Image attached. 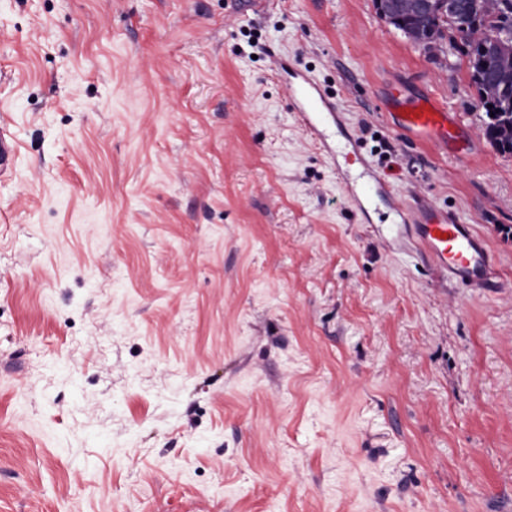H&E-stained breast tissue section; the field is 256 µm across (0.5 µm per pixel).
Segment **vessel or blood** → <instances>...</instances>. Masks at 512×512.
I'll list each match as a JSON object with an SVG mask.
<instances>
[{
	"label": "vessel or blood",
	"mask_w": 512,
	"mask_h": 512,
	"mask_svg": "<svg viewBox=\"0 0 512 512\" xmlns=\"http://www.w3.org/2000/svg\"><path fill=\"white\" fill-rule=\"evenodd\" d=\"M291 107L299 121L312 131L319 143H326L324 127L329 121H342L343 115L320 87L309 77L289 83ZM390 125L406 137L422 144L448 149L450 154H465L468 143L463 124L456 112L433 97L398 102L389 115ZM340 183L360 215H367L371 197L391 196L390 184L370 174L363 186H356L346 171L338 173ZM402 230L430 262L469 288L490 287L495 272L488 246L472 225L456 223L449 215L439 214L426 202L396 208Z\"/></svg>",
	"instance_id": "vessel-or-blood-1"
}]
</instances>
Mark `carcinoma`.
I'll return each mask as SVG.
<instances>
[{
  "label": "carcinoma",
  "mask_w": 512,
  "mask_h": 512,
  "mask_svg": "<svg viewBox=\"0 0 512 512\" xmlns=\"http://www.w3.org/2000/svg\"><path fill=\"white\" fill-rule=\"evenodd\" d=\"M460 10L448 14L443 0H430L421 15L402 11L391 25L413 32V43L429 50L448 41V53L466 64L486 120V139L500 152L512 154V60L498 49L512 38V0H459ZM493 108H488V105Z\"/></svg>",
  "instance_id": "carcinoma-1"
}]
</instances>
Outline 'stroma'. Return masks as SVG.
<instances>
[{"mask_svg": "<svg viewBox=\"0 0 512 512\" xmlns=\"http://www.w3.org/2000/svg\"><path fill=\"white\" fill-rule=\"evenodd\" d=\"M281 60L498 284L356 214ZM427 92L472 157L379 112ZM0 116V512H512V154L447 45L373 0H0ZM3 118L0 121V175L11 173L14 164V146Z\"/></svg>", "mask_w": 512, "mask_h": 512, "instance_id": "1", "label": "stroma"}]
</instances>
